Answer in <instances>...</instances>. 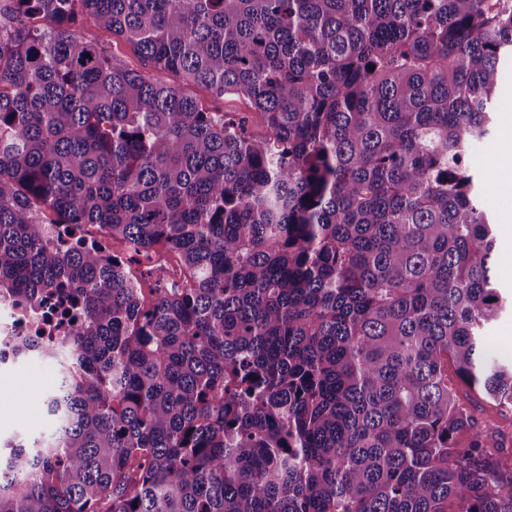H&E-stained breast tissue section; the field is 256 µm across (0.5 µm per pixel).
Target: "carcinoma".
Here are the masks:
<instances>
[{"instance_id":"1","label":"carcinoma","mask_w":512,"mask_h":512,"mask_svg":"<svg viewBox=\"0 0 512 512\" xmlns=\"http://www.w3.org/2000/svg\"><path fill=\"white\" fill-rule=\"evenodd\" d=\"M3 1L0 297L58 322L12 342L57 383L50 431L0 440V512H512L448 382L512 410L465 161L512 0ZM161 251L185 280L147 306ZM79 30L85 39L102 46L118 63L143 73L151 72L150 66L145 65L130 45L111 33L101 30L90 16H84L79 24ZM192 94L199 102V105L208 112H245L250 117V131L257 138H264L267 134L266 128L260 115L251 107L249 101L242 98L216 99L210 92L201 87L191 89Z\"/></svg>"}]
</instances>
